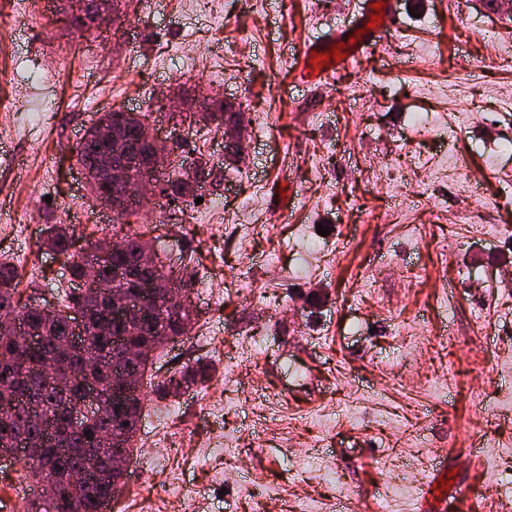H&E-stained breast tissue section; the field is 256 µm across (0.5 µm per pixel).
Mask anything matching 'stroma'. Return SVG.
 <instances>
[{
	"mask_svg": "<svg viewBox=\"0 0 512 512\" xmlns=\"http://www.w3.org/2000/svg\"><path fill=\"white\" fill-rule=\"evenodd\" d=\"M388 2L385 39L303 87L304 44L359 0H130L90 30L0 0V260L21 300L57 307L70 255L114 233L72 152L103 113H149L216 165L202 203L131 225L195 272L197 341L156 379L215 371L146 401L120 512H415L442 461L446 512H512V17ZM204 90L239 114L237 160L188 118ZM50 224L74 227L69 255ZM72 236L68 224H50L44 244L51 250L66 254L71 246Z\"/></svg>",
	"mask_w": 512,
	"mask_h": 512,
	"instance_id": "35a3bbf8",
	"label": "stroma"
}]
</instances>
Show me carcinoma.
Instances as JSON below:
<instances>
[{"instance_id": "cac0c4a2", "label": "carcinoma", "mask_w": 512, "mask_h": 512, "mask_svg": "<svg viewBox=\"0 0 512 512\" xmlns=\"http://www.w3.org/2000/svg\"><path fill=\"white\" fill-rule=\"evenodd\" d=\"M211 111L200 113L202 121L224 125L225 115L235 117L234 104L213 101ZM148 116L142 112H131L122 117L114 112H105L97 120V125L86 131V136L75 148L76 161L84 170L95 167L98 155L105 150L107 137L112 128L124 127L132 147L148 159L151 144L144 138L148 128ZM213 175L209 163H201L192 170L184 168L160 175L163 182V199L166 204L196 196L202 184ZM125 249L112 257V266L96 271L90 267V254L97 243L88 245L87 253L69 264V282H84L82 288H70L59 294L60 305L54 309L41 310L38 304L19 305L16 299L17 268L8 260L0 261V438L24 430L29 434V442L37 448L36 456L23 460L24 473L18 475V481H36L40 477L58 476L63 481V503L54 504L37 496L29 501L26 512H101L112 507L114 498L110 497L112 485L122 482L123 473L118 468H108L104 479L86 481L82 476L83 457L94 450L107 460L116 454V445L125 446L127 454L134 452L135 434L138 430L144 408L146 388L159 399L176 397L186 390L208 381L213 373L211 363L202 359L184 366L169 377L148 385L152 377L153 360L156 353L168 344L189 335L193 328L195 313L191 306L180 311L166 312L161 317H153L140 325H128L125 314L116 312L111 289H117L127 298L152 299L149 291L151 281L166 278L177 287H191L192 275L183 273L174 276L173 271L165 270L162 261L154 268H141L140 260L147 241L143 235L124 234ZM72 236L67 224L48 226L45 245L65 254L71 246ZM83 310L88 319L83 326L84 350L102 354L112 360L113 353L123 352V346L101 333L102 324L112 326V335L124 336L133 345L141 349L139 361L130 371L133 385L127 390L124 400L131 401L115 416V422L102 427L92 423L83 430L70 431L68 453L45 445L35 426L25 425L28 419V399L34 398L43 411L56 417H63L80 397L84 381L92 377L98 388V405L108 417L112 416V404L119 400V394L113 390L111 367H105L91 373L85 372L83 356L72 353L68 357V367L74 373L72 387L67 394H58L48 389L43 382L42 367L49 361L58 359V344L69 335V313ZM24 317L33 323L42 325L44 335L36 350L24 349L15 339L13 319Z\"/></svg>"}]
</instances>
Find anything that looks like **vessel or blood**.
<instances>
[{
    "instance_id": "vessel-or-blood-1",
    "label": "vessel or blood",
    "mask_w": 512,
    "mask_h": 512,
    "mask_svg": "<svg viewBox=\"0 0 512 512\" xmlns=\"http://www.w3.org/2000/svg\"><path fill=\"white\" fill-rule=\"evenodd\" d=\"M382 29L373 28L360 34H352L349 28L334 29L328 41L304 47L298 67V82L305 86L321 84L333 74L349 68L353 61L370 50L381 38ZM341 44L336 61L324 60L323 55L331 43Z\"/></svg>"
}]
</instances>
